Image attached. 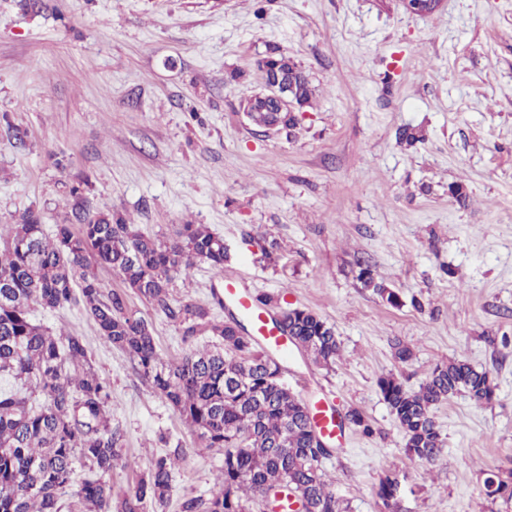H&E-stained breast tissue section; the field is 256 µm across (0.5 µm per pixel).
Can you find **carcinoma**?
<instances>
[{"instance_id": "carcinoma-1", "label": "carcinoma", "mask_w": 512, "mask_h": 512, "mask_svg": "<svg viewBox=\"0 0 512 512\" xmlns=\"http://www.w3.org/2000/svg\"><path fill=\"white\" fill-rule=\"evenodd\" d=\"M258 69L267 82L277 75L288 82L296 107L279 112L251 98L243 106L247 120L257 128L293 130L312 103L311 82L276 49ZM67 197L70 217L54 225L50 235L42 215L32 209L0 229V375L15 380L14 387L0 390V512H62V498L74 484L82 512H147L149 504L163 509L184 453L177 445L158 455L130 491L114 497L106 476L131 461L123 453L121 431L112 428L110 385L94 370L85 337L53 335L33 321V304L49 311L81 307L99 336L125 355L200 442L224 450L212 491L183 495L181 512H249V503L266 496L277 503L283 495L298 494L313 512H348L321 467L331 449L314 446L306 403L283 386L280 361L243 335L245 326L234 315L220 320L206 305L170 296L174 275L189 273L194 261L224 267V238L202 224H183L175 238L161 240L121 217L92 215L82 182L69 186ZM99 268L111 270L126 288L182 326L187 352L165 359L126 292H103ZM360 277L387 302H397L370 269L361 270ZM276 323L312 363L328 368L336 362L335 329L314 312L285 309ZM202 336L213 341L200 348ZM378 387L405 434L406 456L429 465L444 447L434 408L457 394L476 404L490 403L495 394L489 372L466 359L436 365L416 390L394 374L380 377ZM340 420L372 433L359 409ZM484 486L490 503L512 508V471L490 474ZM397 488L389 475L379 480L385 512H397Z\"/></svg>"}]
</instances>
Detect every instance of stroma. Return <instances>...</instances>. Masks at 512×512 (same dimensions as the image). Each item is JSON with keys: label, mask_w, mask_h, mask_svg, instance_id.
Returning a JSON list of instances; mask_svg holds the SVG:
<instances>
[{"label": "stroma", "mask_w": 512, "mask_h": 512, "mask_svg": "<svg viewBox=\"0 0 512 512\" xmlns=\"http://www.w3.org/2000/svg\"><path fill=\"white\" fill-rule=\"evenodd\" d=\"M52 2L53 14L0 0V225L29 207L61 221L67 185L85 177L91 212L143 233L208 226L228 259L177 276L175 299L212 304L230 276L336 330L331 369L299 355L283 381L369 417L372 434L346 429L322 461L350 512H383L376 490L388 473L399 512H490L486 472L512 469V0H443L430 15L402 0ZM273 48L315 89L289 133L240 112L263 89L256 62ZM406 127L422 141L399 144ZM452 183L466 204L449 197ZM362 260L398 305L364 287ZM128 302L164 358L185 351L178 324L137 295ZM32 315L53 334L85 336L111 385L130 460L113 469L114 492L168 442L185 451L178 495L212 489L223 451L201 447L83 310ZM399 341L408 363L394 357ZM455 358L489 371L496 396L437 406L439 460L409 461L377 381L393 373L415 389Z\"/></svg>", "instance_id": "stroma-1"}]
</instances>
